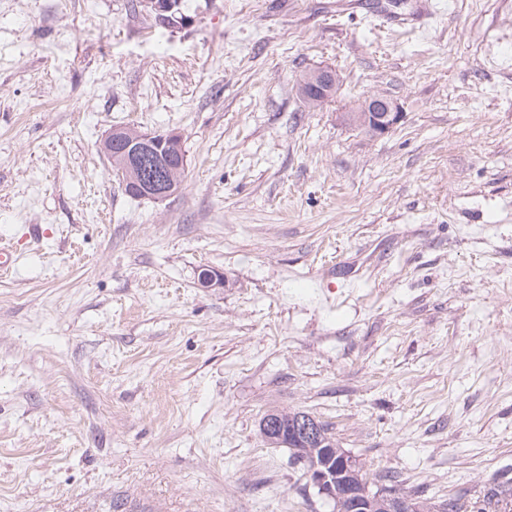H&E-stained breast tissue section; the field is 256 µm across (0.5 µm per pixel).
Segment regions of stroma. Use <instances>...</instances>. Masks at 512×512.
Wrapping results in <instances>:
<instances>
[{
    "label": "stroma",
    "mask_w": 512,
    "mask_h": 512,
    "mask_svg": "<svg viewBox=\"0 0 512 512\" xmlns=\"http://www.w3.org/2000/svg\"><path fill=\"white\" fill-rule=\"evenodd\" d=\"M415 2L0 0V512H333L277 408L371 489H512V0ZM120 127L180 133L176 194L125 193ZM299 80L304 94L314 104L305 98L300 88L298 92L310 107H316L320 105L318 103L327 100L334 89H337L339 82L337 73L327 68L309 69L302 74ZM399 103L385 95L371 94L359 102L350 121L375 136L389 133L402 119ZM368 132V133H369Z\"/></svg>",
    "instance_id": "1"
}]
</instances>
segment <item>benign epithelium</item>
<instances>
[{
    "instance_id": "7a95c632",
    "label": "benign epithelium",
    "mask_w": 512,
    "mask_h": 512,
    "mask_svg": "<svg viewBox=\"0 0 512 512\" xmlns=\"http://www.w3.org/2000/svg\"><path fill=\"white\" fill-rule=\"evenodd\" d=\"M339 79L335 71L316 68L305 71L300 85L307 98L314 104L327 100ZM403 112L399 103L385 95L371 94L359 102L350 121L375 136L389 133L402 119ZM168 139H181L176 132L138 133L121 151L123 161L118 175L125 189L131 193L140 192L151 200H163L174 189V177L186 167V157L179 158L178 166L169 165L164 157L163 146ZM295 432L306 440L312 441L321 433L319 422L311 416L300 418L295 424ZM358 460L349 453H343L338 467L316 464L308 474L310 483L319 490L320 495L342 499L346 504L345 512H374L377 500L389 504L387 512H422L418 501L400 497L392 492L372 493L357 470Z\"/></svg>"
}]
</instances>
